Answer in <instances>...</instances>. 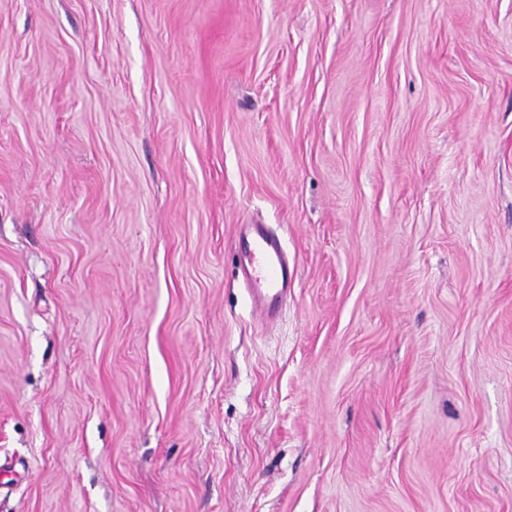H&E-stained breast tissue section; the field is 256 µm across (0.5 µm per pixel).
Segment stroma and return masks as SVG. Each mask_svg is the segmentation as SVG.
<instances>
[{
  "label": "stroma",
  "mask_w": 512,
  "mask_h": 512,
  "mask_svg": "<svg viewBox=\"0 0 512 512\" xmlns=\"http://www.w3.org/2000/svg\"><path fill=\"white\" fill-rule=\"evenodd\" d=\"M0 471V512H512V0H0ZM248 235L240 237L241 268L248 294L263 316L269 318L288 296L295 269L288 266L281 240L263 224H250Z\"/></svg>",
  "instance_id": "stroma-1"
}]
</instances>
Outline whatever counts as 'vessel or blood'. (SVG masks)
I'll list each match as a JSON object with an SVG mask.
<instances>
[{"mask_svg": "<svg viewBox=\"0 0 512 512\" xmlns=\"http://www.w3.org/2000/svg\"><path fill=\"white\" fill-rule=\"evenodd\" d=\"M240 262L254 305L263 316H272L295 280L280 239L265 225H252L250 233L240 239Z\"/></svg>", "mask_w": 512, "mask_h": 512, "instance_id": "obj_1", "label": "vessel or blood"}]
</instances>
